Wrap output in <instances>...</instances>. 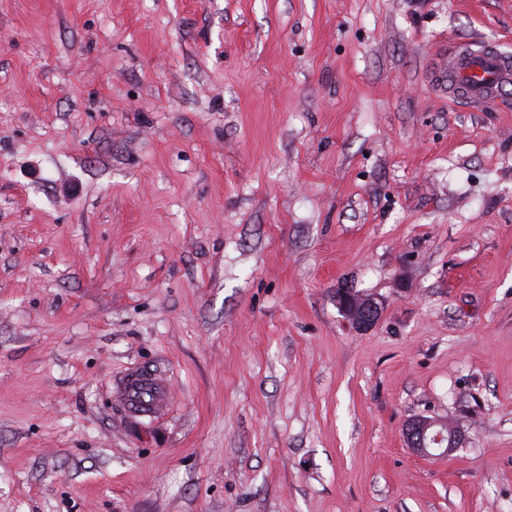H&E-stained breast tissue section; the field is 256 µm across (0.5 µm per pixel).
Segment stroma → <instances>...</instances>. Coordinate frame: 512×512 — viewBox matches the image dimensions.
Wrapping results in <instances>:
<instances>
[{
	"label": "stroma",
	"mask_w": 512,
	"mask_h": 512,
	"mask_svg": "<svg viewBox=\"0 0 512 512\" xmlns=\"http://www.w3.org/2000/svg\"><path fill=\"white\" fill-rule=\"evenodd\" d=\"M476 42L512 0H0V512H512V85L430 79ZM342 312L356 329L366 331L378 319L380 304L373 296L352 290H342L336 295ZM168 390L166 377L140 368L126 373L119 387L125 406L134 413L151 417H156L167 405ZM404 436L409 448L424 455H431V451L442 449L433 448L438 444L444 443L445 452H448L465 441V433L460 428L447 421L426 417L409 420L405 424Z\"/></svg>",
	"instance_id": "35a3bbf8"
}]
</instances>
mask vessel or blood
Returning a JSON list of instances; mask_svg holds the SVG:
<instances>
[{
	"label": "vessel or blood",
	"instance_id": "1",
	"mask_svg": "<svg viewBox=\"0 0 512 512\" xmlns=\"http://www.w3.org/2000/svg\"><path fill=\"white\" fill-rule=\"evenodd\" d=\"M448 91L455 98L482 104L512 84V56L492 46L458 50L448 64ZM166 377L148 370L126 373L119 387L120 397L131 411L157 416L168 403Z\"/></svg>",
	"mask_w": 512,
	"mask_h": 512
}]
</instances>
